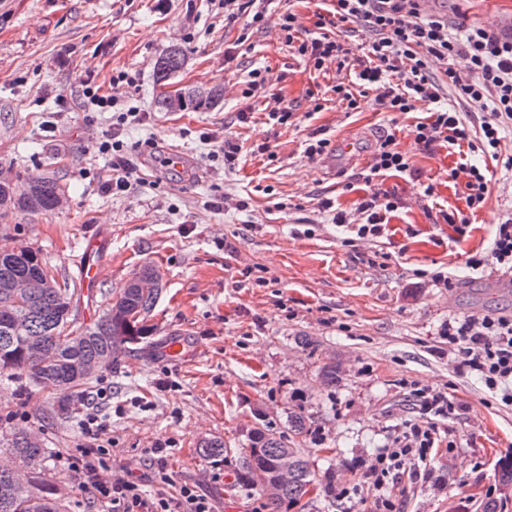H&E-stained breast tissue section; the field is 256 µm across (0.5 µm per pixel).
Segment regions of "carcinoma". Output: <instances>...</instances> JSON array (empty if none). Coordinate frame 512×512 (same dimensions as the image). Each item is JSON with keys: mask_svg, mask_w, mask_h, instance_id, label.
I'll use <instances>...</instances> for the list:
<instances>
[{"mask_svg": "<svg viewBox=\"0 0 512 512\" xmlns=\"http://www.w3.org/2000/svg\"><path fill=\"white\" fill-rule=\"evenodd\" d=\"M185 65L181 48L172 46L155 65L156 81L164 86ZM221 97V89H187L177 94L163 92L156 101L159 110L173 111L174 100L183 107L210 109ZM14 179L0 176V217L13 210L51 212L56 209L59 182L46 178L28 186L17 195L10 190ZM47 261L40 252L20 246L10 253H0V374L26 373L37 384H48L63 393L59 410L71 412L75 394L85 383L78 372L92 361L103 367L112 365L116 354L130 345L139 344L152 326L147 318L161 292V276L152 265L141 266L127 281L119 295L108 303L103 314L92 324L77 329L73 323L74 292L66 283L51 279L27 297L18 299L13 285L20 281H41ZM8 448L22 468L33 469L38 486L31 491L18 484L13 469L0 468V512H62L54 489L44 479L46 449L39 439H31L27 431L13 435ZM293 467L287 483L276 478L283 459ZM265 471L268 482L263 491L268 512H281L284 503H299L315 485L308 462L297 448H290L270 430L256 429L245 451L244 472L252 476L254 469Z\"/></svg>", "mask_w": 512, "mask_h": 512, "instance_id": "cac0c4a2", "label": "carcinoma"}]
</instances>
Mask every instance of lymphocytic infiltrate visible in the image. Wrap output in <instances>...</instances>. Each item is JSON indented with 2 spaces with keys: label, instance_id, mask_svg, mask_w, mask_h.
Returning a JSON list of instances; mask_svg holds the SVG:
<instances>
[{
  "label": "lymphocytic infiltrate",
  "instance_id": "lymphocytic-infiltrate-1",
  "mask_svg": "<svg viewBox=\"0 0 512 512\" xmlns=\"http://www.w3.org/2000/svg\"><path fill=\"white\" fill-rule=\"evenodd\" d=\"M225 25H241L240 41L264 31L270 15H277L280 39L289 52L298 55L310 69L323 72L328 67L348 71L351 80L336 82L331 90L346 111L354 112L363 97H372L384 112L408 114L418 103L431 105L429 116L416 121L412 133L421 150L448 149L458 155L457 168L467 176L465 209L445 214L458 235H466L471 213L484 207L493 175L488 166L475 162V154L502 160L512 169V155L499 154L501 134L512 128V38L498 36L487 27H455L445 14H428L421 0H329L325 11L316 13L313 28L303 27L290 0H219ZM366 29L370 38L354 48L348 38L357 29ZM128 76L112 80L111 92L88 85L82 91L87 111L107 112L112 123L98 144L110 155L108 190L123 193L134 181L142 143L127 145L126 130L143 124L146 113L127 105L123 95ZM454 96L457 107L446 103ZM479 109V124L468 120L469 108ZM415 175L411 155L401 151L394 135L383 136L361 172L372 191L362 196L355 214L334 210L330 200L319 203L331 213L334 224L348 227L356 239H376L383 235L388 214L401 206L398 196L376 189L375 184L391 173ZM463 266L473 274L489 269L512 274V213L502 216L487 248L468 252ZM458 366L474 375L487 395L499 406L512 408V312L463 314L449 317L440 331ZM91 447L66 458L69 470L83 474L84 486L93 498L109 505L111 512H213L210 500L194 485L183 484L178 496L166 495L172 480L160 473L163 485L153 500L142 495L138 479L130 471H112L111 439L107 425L87 405L82 421ZM442 439L435 426L409 425L394 447L375 454L364 472L367 484L380 489L376 512H401L395 496L387 493L396 475L420 477L434 461Z\"/></svg>",
  "mask_w": 512,
  "mask_h": 512
}]
</instances>
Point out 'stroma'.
Masks as SVG:
<instances>
[{
  "mask_svg": "<svg viewBox=\"0 0 512 512\" xmlns=\"http://www.w3.org/2000/svg\"><path fill=\"white\" fill-rule=\"evenodd\" d=\"M459 27L495 20L497 33L512 28V0H455ZM239 26H225L216 0H0V173L21 181L55 178L66 202L49 213L18 212L0 218V248L39 250L59 280L72 281L89 232L104 240L95 259L99 283L75 293V326L95 321L110 298L141 265L157 267L162 291L148 319L154 331L138 350L119 353L83 386L99 394L98 413L109 424L112 459L131 471L146 495L157 489L146 450L167 448L174 479L196 485L215 512H266L260 485L242 481V456L254 429H272L300 449L320 488L303 505L283 512H373L375 492L362 481L365 462L402 437L408 425L435 423L453 441L428 478L395 484L403 512H512V485L501 473L512 465V409L496 408L478 382L459 369L439 331L449 316L512 311V288L489 287L484 276L462 275L447 290L414 276V269L457 268L463 255L487 246L499 217L512 208V171L496 167L485 207L458 236L443 212L465 206V180L448 173L456 158L446 149L417 150L412 126L425 116L378 111L372 98L349 112L330 101L335 73L310 71L288 51L277 27L237 44ZM186 63L171 86H221V102L208 110L161 112L155 104L154 66L169 46ZM232 62H225L226 50ZM262 66L270 96L253 105L242 124L233 85ZM126 72L132 105L147 112L129 129V143L152 140L164 152L180 149L188 165L158 181L151 164L121 195L107 191L102 176L110 158L95 140L108 114L86 112L82 89L109 86ZM293 106L296 121L266 125L265 108L277 98ZM327 98L315 111L317 99ZM331 140L333 164L320 170L304 156L310 133ZM231 132L244 152L235 171L212 159L201 133ZM394 133L410 151L420 179L387 177L385 190L403 201L390 213L382 238L348 241L318 211L328 198L353 212L368 187L341 145L370 155ZM266 142L272 157L251 153ZM431 183L435 195L423 198ZM229 197H249L247 211L207 208L214 187ZM186 339L185 356H156L160 342ZM339 368L335 386L320 370ZM448 392L465 408L450 417L424 413L417 389ZM304 415L307 428L288 423ZM82 414L58 410L55 391L32 381L15 385L0 376V438L17 428L34 431L48 452L46 475L65 495V512H102L80 475L61 456L84 444ZM224 443L223 457H203L199 444ZM347 487L349 498L327 493Z\"/></svg>",
  "mask_w": 512,
  "mask_h": 512,
  "instance_id": "stroma-1",
  "label": "stroma"
}]
</instances>
